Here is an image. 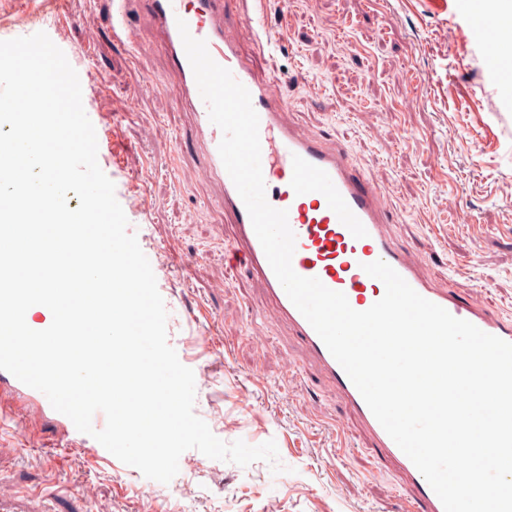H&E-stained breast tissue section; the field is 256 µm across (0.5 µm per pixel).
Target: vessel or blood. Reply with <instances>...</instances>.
I'll return each mask as SVG.
<instances>
[{
  "label": "vessel or blood",
  "instance_id": "obj_1",
  "mask_svg": "<svg viewBox=\"0 0 512 512\" xmlns=\"http://www.w3.org/2000/svg\"><path fill=\"white\" fill-rule=\"evenodd\" d=\"M230 0H147L169 49L178 101L193 113L195 141L202 170L224 188L221 203L237 224L230 254L257 274L276 317L296 336L334 383L339 395L370 432L382 460L405 480L408 512H444L426 479L377 421L360 392L321 338L288 298L277 280L251 219L218 152L221 130L211 123L177 27L185 21L190 34L205 40L211 57L228 68L249 91L259 116L261 167L270 205L288 212L296 235L294 271L316 277L346 295L358 311L369 309L385 292L381 281L365 273L364 264L384 260L422 297L485 333L512 342V318H493L469 300L434 288L421 278L411 258L393 244L386 231L378 192L363 183L340 151L315 135L288 124L284 104L271 80L256 75L238 49V37L227 23Z\"/></svg>",
  "mask_w": 512,
  "mask_h": 512
}]
</instances>
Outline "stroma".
I'll return each instance as SVG.
<instances>
[{"label": "stroma", "mask_w": 512, "mask_h": 512, "mask_svg": "<svg viewBox=\"0 0 512 512\" xmlns=\"http://www.w3.org/2000/svg\"><path fill=\"white\" fill-rule=\"evenodd\" d=\"M112 35V0H64L35 20L0 0V33L55 25L83 106L109 150L128 230L151 262L180 362L206 376L195 414L220 440H275L282 473L191 450L171 482L145 478L40 392L0 370V512H406L404 485L260 280L226 262L236 226L199 165L193 116L142 0ZM512 22L506 0H267L288 53L243 55L275 81L289 123L344 150L392 215L389 235L434 287L512 317V77L472 39V18ZM154 88L139 92L140 84ZM92 487L86 497L84 487Z\"/></svg>", "instance_id": "35a3bbf8"}]
</instances>
